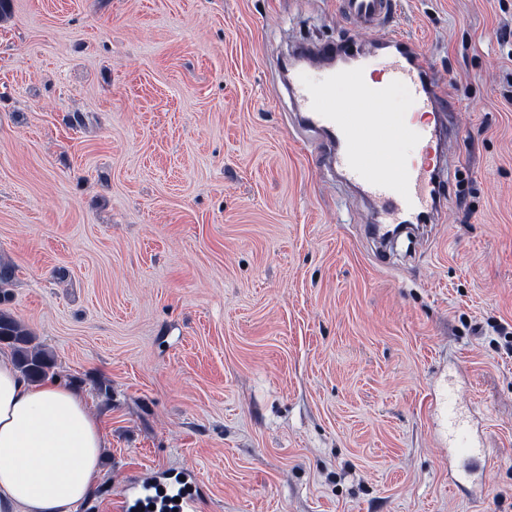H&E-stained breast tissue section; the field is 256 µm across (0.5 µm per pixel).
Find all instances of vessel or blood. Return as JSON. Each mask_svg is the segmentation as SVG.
Returning <instances> with one entry per match:
<instances>
[{
  "instance_id": "1",
  "label": "vessel or blood",
  "mask_w": 512,
  "mask_h": 512,
  "mask_svg": "<svg viewBox=\"0 0 512 512\" xmlns=\"http://www.w3.org/2000/svg\"><path fill=\"white\" fill-rule=\"evenodd\" d=\"M342 13L360 28L377 33L374 52L359 49L349 52L342 68H335V44H319L317 59L324 61L320 82H309L302 68L288 72V91L303 125L325 139L328 151L323 156L342 177L359 189L378 214L374 236L382 238L403 224L440 221L441 196L437 191L443 177L438 163L429 159L440 152L439 129L435 123L414 124L415 114L446 111L448 90L432 74L430 60L414 42L389 30L396 0H340ZM378 67L385 84H368L366 75ZM356 92L359 103L336 107L333 97L339 88ZM404 89L412 111L399 119L379 106L392 88ZM414 137L418 156L412 160L389 159L383 144ZM442 412L448 421L449 438L463 457L461 477L482 478L488 449L475 447L471 426L457 416L456 399L444 395Z\"/></svg>"
}]
</instances>
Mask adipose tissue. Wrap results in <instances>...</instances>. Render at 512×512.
Segmentation results:
<instances>
[{"mask_svg":"<svg viewBox=\"0 0 512 512\" xmlns=\"http://www.w3.org/2000/svg\"><path fill=\"white\" fill-rule=\"evenodd\" d=\"M102 446L81 392L0 360V512H78L101 481Z\"/></svg>","mask_w":512,"mask_h":512,"instance_id":"ef3b65f1","label":"adipose tissue"}]
</instances>
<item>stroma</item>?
<instances>
[{
  "label": "stroma",
  "instance_id": "1",
  "mask_svg": "<svg viewBox=\"0 0 512 512\" xmlns=\"http://www.w3.org/2000/svg\"><path fill=\"white\" fill-rule=\"evenodd\" d=\"M391 25L457 135L441 223L385 249L281 93L294 47L365 41L338 0H12L0 310L102 424L80 512L186 470L198 512H512V0H398ZM456 398L449 392L442 398L441 408L448 421L449 439L453 448H457L463 457L462 480L482 478L489 455V448L474 447V433L471 426L458 419Z\"/></svg>",
  "mask_w": 512,
  "mask_h": 512
}]
</instances>
